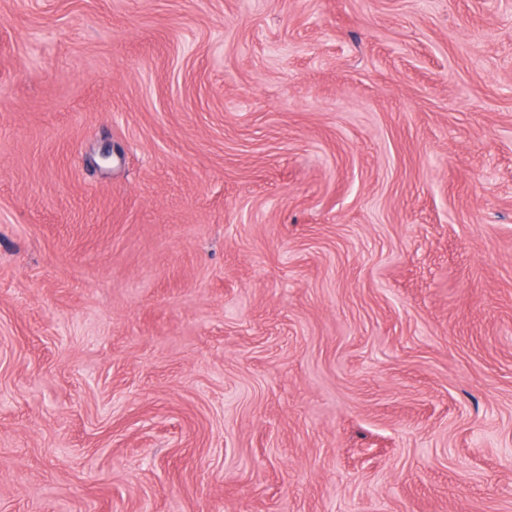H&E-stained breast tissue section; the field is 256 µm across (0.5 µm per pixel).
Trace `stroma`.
Wrapping results in <instances>:
<instances>
[{"label":"stroma","instance_id":"1","mask_svg":"<svg viewBox=\"0 0 512 512\" xmlns=\"http://www.w3.org/2000/svg\"><path fill=\"white\" fill-rule=\"evenodd\" d=\"M63 498L512 512V0H0V512Z\"/></svg>","mask_w":512,"mask_h":512}]
</instances>
